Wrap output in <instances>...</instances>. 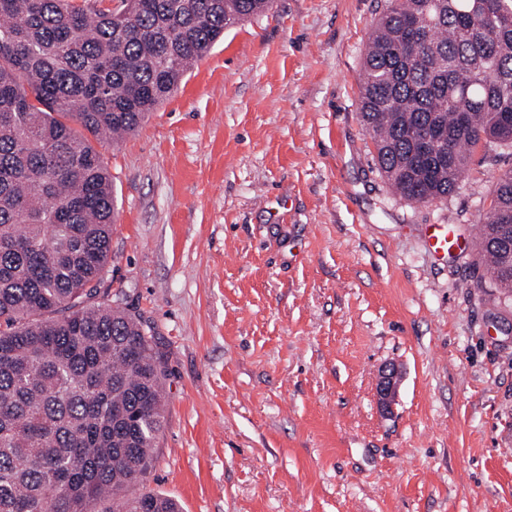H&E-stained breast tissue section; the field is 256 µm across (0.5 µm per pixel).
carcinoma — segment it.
<instances>
[{"instance_id":"carcinoma-1","label":"carcinoma","mask_w":512,"mask_h":512,"mask_svg":"<svg viewBox=\"0 0 512 512\" xmlns=\"http://www.w3.org/2000/svg\"><path fill=\"white\" fill-rule=\"evenodd\" d=\"M0 0V512H180L146 490L165 420L153 336L96 287L114 218L97 140L133 131L270 0ZM361 118L390 185L448 197L512 145V0H388ZM479 243L512 294V170Z\"/></svg>"}]
</instances>
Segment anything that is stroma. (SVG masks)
<instances>
[{
  "label": "stroma",
  "mask_w": 512,
  "mask_h": 512,
  "mask_svg": "<svg viewBox=\"0 0 512 512\" xmlns=\"http://www.w3.org/2000/svg\"><path fill=\"white\" fill-rule=\"evenodd\" d=\"M385 0H271L132 133L101 285L167 366L150 488L183 512H512V297L477 234L512 148L411 202L360 116ZM402 379L391 414L380 367Z\"/></svg>",
  "instance_id": "35a3bbf8"
}]
</instances>
